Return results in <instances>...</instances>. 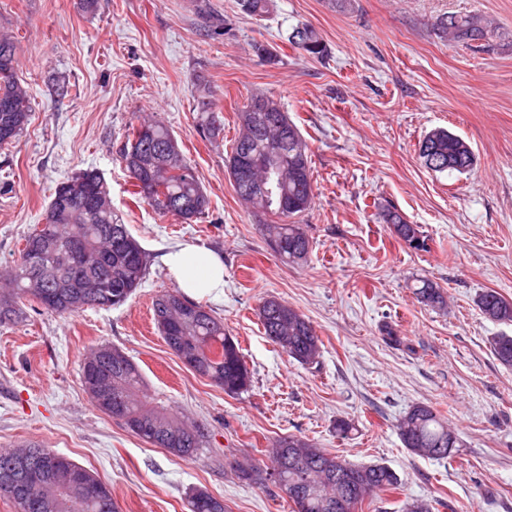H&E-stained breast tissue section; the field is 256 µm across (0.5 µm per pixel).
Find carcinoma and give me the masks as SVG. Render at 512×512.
Returning a JSON list of instances; mask_svg holds the SVG:
<instances>
[{"mask_svg": "<svg viewBox=\"0 0 512 512\" xmlns=\"http://www.w3.org/2000/svg\"><path fill=\"white\" fill-rule=\"evenodd\" d=\"M239 8L245 15L261 16L269 11L270 0H239ZM432 27L449 41L467 46L487 43L497 36L487 29L482 18L472 14H442ZM300 29L309 43L305 54L324 58L327 46L311 25L294 27L286 41L294 44ZM16 51V42L0 35V146L15 141L28 124L31 112L26 91L16 76ZM239 125L228 167H233L237 156L246 150H275L279 165L274 174L284 194L262 202L241 188L236 193L256 212L280 218L278 224L264 225L267 246L288 264L302 265L308 260L311 244L303 225L291 219L308 211L314 200L306 140L288 113L263 95L250 98L239 112ZM198 128L206 138H215L222 131L208 102L199 109ZM119 154L126 168H138L134 195L156 213L175 215L187 224L205 214L208 196L165 124L144 120L130 125ZM419 156L428 169L438 173H465L475 164L471 146L446 128L434 129L424 136ZM46 212L52 214V220L36 225L24 236L17 259L6 271L5 279L11 288L0 289V325L22 318L19 302L27 297L59 317L86 307L120 306L145 278L149 254L112 208L99 171L86 169L60 183ZM380 218L411 247H425L418 225L407 223L398 211L386 209ZM76 240L85 242L89 254V265L80 278L74 277L60 258ZM414 294L432 308L446 305L443 289L427 278L417 280ZM478 306L493 322L512 325V301L499 293L480 294ZM153 316L168 347L178 356L183 351L192 356L190 369L196 374L227 394H240L251 388V373L238 344L224 331L221 319L177 291L156 296ZM258 318L265 335L290 358L301 365L317 362L322 342L303 314L271 296L261 302ZM490 346L503 365L512 366V336H493ZM96 356L103 359L102 371L112 379V392L122 398L125 426L130 431L181 459L198 456L207 442L205 427L190 425L170 406L148 396L141 369L122 350L101 345L89 353L83 367L90 366V359ZM399 435L410 451L436 460L452 459L460 447L456 432L424 403L413 405L403 415ZM26 448L25 456L21 455L20 446L0 452V498L12 502L16 512H119L111 488L91 470L58 452L55 456L61 472L57 477L52 481L34 479L44 465L45 453L52 449L30 444ZM71 474L81 476L96 489L95 496L83 508L76 507L61 491ZM243 475L273 481L293 503V512H358L364 501L399 486L395 472L384 464L354 465L296 435L274 442L270 472L265 474L253 467ZM188 508L189 512H227L223 500L200 488L189 495Z\"/></svg>", "mask_w": 512, "mask_h": 512, "instance_id": "carcinoma-1", "label": "carcinoma"}]
</instances>
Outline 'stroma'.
<instances>
[{
	"mask_svg": "<svg viewBox=\"0 0 512 512\" xmlns=\"http://www.w3.org/2000/svg\"><path fill=\"white\" fill-rule=\"evenodd\" d=\"M451 12L491 20L486 47L448 44L429 24ZM311 24L327 45L314 59L285 41ZM19 42L17 73L30 119L0 149V270L33 225L43 223L58 183L100 171L115 212L150 255L140 288L117 308L60 318L25 300L21 323L0 326V450L30 442L92 470L120 512H189L203 488L228 512H292L274 483L243 479L240 463L270 464L271 443L294 434L354 464L382 463L400 486L362 512H512V368L489 340L512 326L487 319L480 294L512 300V0H273L268 14L238 0H0V34ZM274 48L263 61L255 45ZM70 87L58 96V83ZM267 95L300 128L311 156L314 204L298 221L310 242L293 267L268 248L267 216L239 199L227 167L237 114ZM224 130H198L199 102ZM165 123L198 176L209 209L195 222L156 214L135 200L119 160L129 125ZM444 127L468 141L467 173L429 170L426 133ZM397 209L418 225L424 248L377 221ZM203 246L224 259V297L200 303L238 341L249 391L226 394L189 369L153 320L156 294L176 281L167 248ZM443 288L447 311L419 303L416 279ZM274 296L303 313L322 341L303 366L264 334L257 308ZM123 350L150 395L208 429L209 446L183 460L146 443L101 412L85 392L87 353ZM433 406L463 446L452 461L404 448L399 419ZM349 421L347 437L337 420Z\"/></svg>",
	"mask_w": 512,
	"mask_h": 512,
	"instance_id": "35a3bbf8",
	"label": "stroma"
}]
</instances>
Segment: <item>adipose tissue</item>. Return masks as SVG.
Listing matches in <instances>:
<instances>
[{
	"label": "adipose tissue",
	"mask_w": 512,
	"mask_h": 512,
	"mask_svg": "<svg viewBox=\"0 0 512 512\" xmlns=\"http://www.w3.org/2000/svg\"><path fill=\"white\" fill-rule=\"evenodd\" d=\"M179 288L189 296L218 298L224 292V261L200 246L174 247L162 257Z\"/></svg>",
	"instance_id": "1"
}]
</instances>
